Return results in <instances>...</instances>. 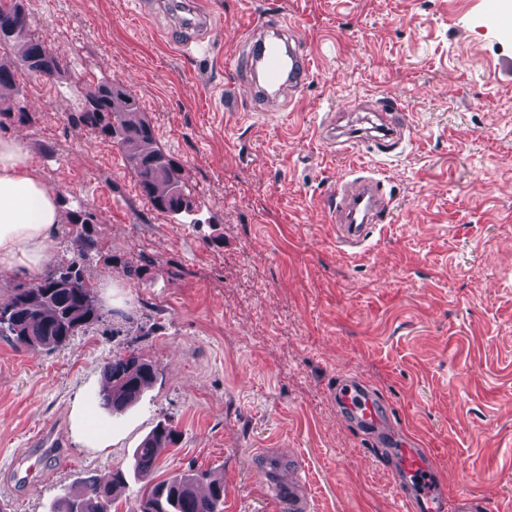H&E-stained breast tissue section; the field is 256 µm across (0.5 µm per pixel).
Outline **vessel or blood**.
I'll return each instance as SVG.
<instances>
[{
    "mask_svg": "<svg viewBox=\"0 0 512 512\" xmlns=\"http://www.w3.org/2000/svg\"><path fill=\"white\" fill-rule=\"evenodd\" d=\"M295 31L279 26L276 37L263 36L254 28L248 38L252 65L257 78L272 92L293 96L303 90L311 73V60L294 42ZM392 201L380 179L356 178L354 184L338 190L332 208L336 238L351 247L361 246L370 229L390 216ZM338 405L360 429L387 440L385 455L396 460L402 512H445V497L431 479L429 458L423 449L390 435L383 407L377 396L357 379L339 380L334 389Z\"/></svg>",
    "mask_w": 512,
    "mask_h": 512,
    "instance_id": "vessel-or-blood-1",
    "label": "vessel or blood"
}]
</instances>
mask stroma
Returning <instances> with one entry per match:
<instances>
[{"instance_id":"35a3bbf8","label":"stroma","mask_w":512,"mask_h":512,"mask_svg":"<svg viewBox=\"0 0 512 512\" xmlns=\"http://www.w3.org/2000/svg\"><path fill=\"white\" fill-rule=\"evenodd\" d=\"M61 66L15 65L19 137L62 211L95 216L84 268L103 307L61 347L0 337V505L49 512L73 483L128 472L157 423L175 427L154 481L224 478V512H279L276 474L300 471L310 512H400L392 462L336 404L345 375L383 399L424 448L456 512H512V31L507 0H182L212 14L181 44L136 0H23ZM298 31L311 79L293 102H256L243 38L265 18ZM108 82L140 104L190 193L153 209L119 148L80 120ZM396 103L411 135L342 151L331 137ZM389 222L340 245L325 205L361 171ZM158 369L115 413L89 402L115 355ZM59 447L44 449V431Z\"/></svg>"}]
</instances>
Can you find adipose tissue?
I'll list each match as a JSON object with an SVG mask.
<instances>
[{
  "label": "adipose tissue",
  "mask_w": 512,
  "mask_h": 512,
  "mask_svg": "<svg viewBox=\"0 0 512 512\" xmlns=\"http://www.w3.org/2000/svg\"><path fill=\"white\" fill-rule=\"evenodd\" d=\"M64 222L30 152L17 138L0 136V275L42 269Z\"/></svg>",
  "instance_id": "ef3b65f1"
}]
</instances>
